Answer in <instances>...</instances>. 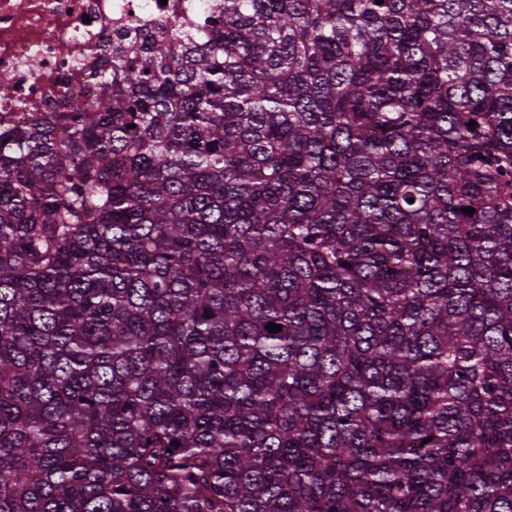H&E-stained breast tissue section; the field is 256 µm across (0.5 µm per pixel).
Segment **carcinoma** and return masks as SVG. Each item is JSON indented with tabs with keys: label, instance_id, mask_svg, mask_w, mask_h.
<instances>
[{
	"label": "carcinoma",
	"instance_id": "cac0c4a2",
	"mask_svg": "<svg viewBox=\"0 0 512 512\" xmlns=\"http://www.w3.org/2000/svg\"><path fill=\"white\" fill-rule=\"evenodd\" d=\"M72 95L0 129V512H512V0H222Z\"/></svg>",
	"mask_w": 512,
	"mask_h": 512
}]
</instances>
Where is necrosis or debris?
<instances>
[{
	"instance_id": "obj_1",
	"label": "necrosis or debris",
	"mask_w": 512,
	"mask_h": 512,
	"mask_svg": "<svg viewBox=\"0 0 512 512\" xmlns=\"http://www.w3.org/2000/svg\"><path fill=\"white\" fill-rule=\"evenodd\" d=\"M215 0H0V126L32 112H70L49 88L78 85L119 35L142 28L199 26Z\"/></svg>"
}]
</instances>
